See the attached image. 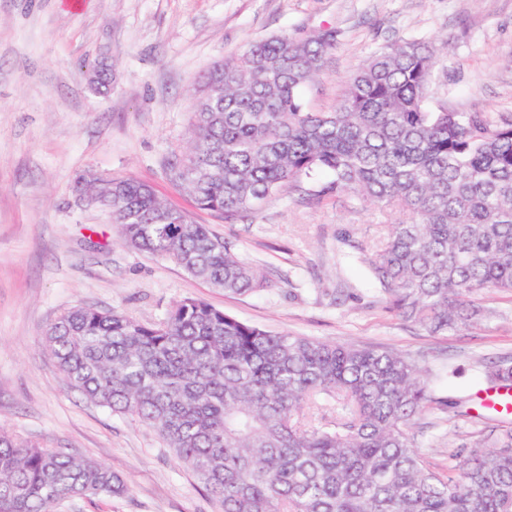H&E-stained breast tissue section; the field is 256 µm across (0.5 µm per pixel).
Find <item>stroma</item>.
<instances>
[{"mask_svg": "<svg viewBox=\"0 0 512 512\" xmlns=\"http://www.w3.org/2000/svg\"><path fill=\"white\" fill-rule=\"evenodd\" d=\"M323 29L335 31L336 49L303 92L312 110L332 111L375 52L444 40L428 106L512 119V0H0V426L103 463L130 485L57 512L220 509L153 431L67 386L44 334L74 305L153 322L198 297L274 332L413 356L446 373L437 405L413 428L424 462L455 465V453L477 440L481 424L464 402L486 393L488 361L512 360V294L475 296L491 315L472 329L428 334L387 309L367 272L372 242L398 213L315 196L331 179L319 173L227 224L195 210L164 176L188 139L209 67L247 42ZM101 62L112 71L104 94L89 84ZM91 170L151 185L270 269V287L227 293L124 246L108 212L77 201L74 184Z\"/></svg>", "mask_w": 512, "mask_h": 512, "instance_id": "stroma-1", "label": "stroma"}]
</instances>
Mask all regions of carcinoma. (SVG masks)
Here are the masks:
<instances>
[{
    "label": "carcinoma",
    "mask_w": 512,
    "mask_h": 512,
    "mask_svg": "<svg viewBox=\"0 0 512 512\" xmlns=\"http://www.w3.org/2000/svg\"><path fill=\"white\" fill-rule=\"evenodd\" d=\"M335 45L332 30L285 32L215 63L165 175L234 224L332 173L318 196L402 215L367 259L388 308L432 334L468 329L485 316L471 297L512 292V122L430 109L446 45L417 41L373 56L334 111L315 112L302 93ZM108 188L124 245L227 293L268 287L260 266L151 186L114 177ZM45 343L68 387L155 431L222 512H512V424L484 423L456 465L430 469L411 428L436 403L431 373L407 354L273 333L192 297L153 323L66 308ZM488 378L512 387V364ZM323 399L341 410L317 416ZM128 491L102 464L0 426V512Z\"/></svg>",
    "instance_id": "obj_1"
}]
</instances>
